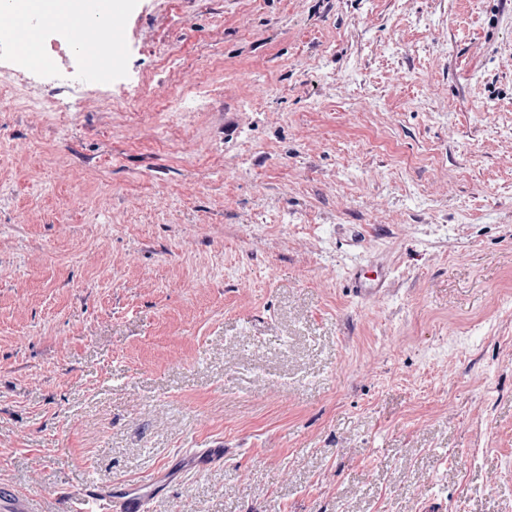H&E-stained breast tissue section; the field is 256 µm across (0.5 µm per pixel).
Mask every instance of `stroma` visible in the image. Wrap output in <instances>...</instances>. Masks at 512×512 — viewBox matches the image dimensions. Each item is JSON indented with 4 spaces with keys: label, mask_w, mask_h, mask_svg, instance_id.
<instances>
[{
    "label": "stroma",
    "mask_w": 512,
    "mask_h": 512,
    "mask_svg": "<svg viewBox=\"0 0 512 512\" xmlns=\"http://www.w3.org/2000/svg\"><path fill=\"white\" fill-rule=\"evenodd\" d=\"M126 43L0 60V486L512 512V0H132Z\"/></svg>",
    "instance_id": "obj_1"
}]
</instances>
